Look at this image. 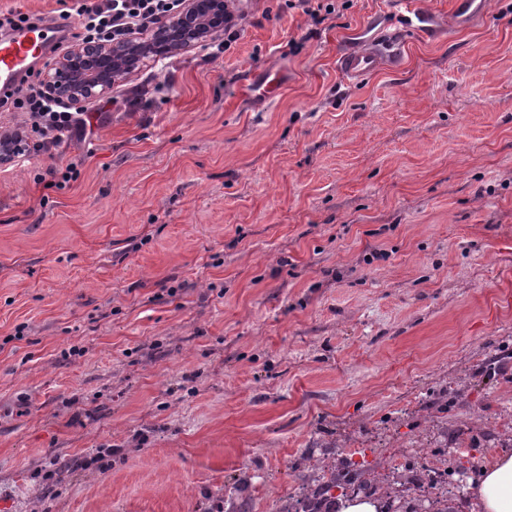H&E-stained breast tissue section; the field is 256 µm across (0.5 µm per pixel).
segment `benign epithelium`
<instances>
[{
    "label": "benign epithelium",
    "instance_id": "benign-epithelium-1",
    "mask_svg": "<svg viewBox=\"0 0 512 512\" xmlns=\"http://www.w3.org/2000/svg\"><path fill=\"white\" fill-rule=\"evenodd\" d=\"M224 33V0H183L181 11L119 42L76 44L49 63L45 92L80 105L112 89L145 58L192 49Z\"/></svg>",
    "mask_w": 512,
    "mask_h": 512
}]
</instances>
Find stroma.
Returning a JSON list of instances; mask_svg holds the SVG:
<instances>
[{
	"mask_svg": "<svg viewBox=\"0 0 512 512\" xmlns=\"http://www.w3.org/2000/svg\"><path fill=\"white\" fill-rule=\"evenodd\" d=\"M235 14L0 164V512H215L242 477L275 512L341 460L405 512L422 464L461 504L512 453V0ZM378 47L343 53L338 58V68L343 76L354 81L364 79L392 55Z\"/></svg>",
	"mask_w": 512,
	"mask_h": 512,
	"instance_id": "1",
	"label": "stroma"
}]
</instances>
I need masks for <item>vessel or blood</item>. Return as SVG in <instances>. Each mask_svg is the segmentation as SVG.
<instances>
[{
  "label": "vessel or blood",
  "mask_w": 512,
  "mask_h": 512,
  "mask_svg": "<svg viewBox=\"0 0 512 512\" xmlns=\"http://www.w3.org/2000/svg\"><path fill=\"white\" fill-rule=\"evenodd\" d=\"M69 26V21L61 18L37 15L1 39L0 92H16L27 71L67 41ZM386 58V52L377 47L350 51L339 56L338 68L343 76L359 81L378 69Z\"/></svg>",
  "instance_id": "1"
}]
</instances>
